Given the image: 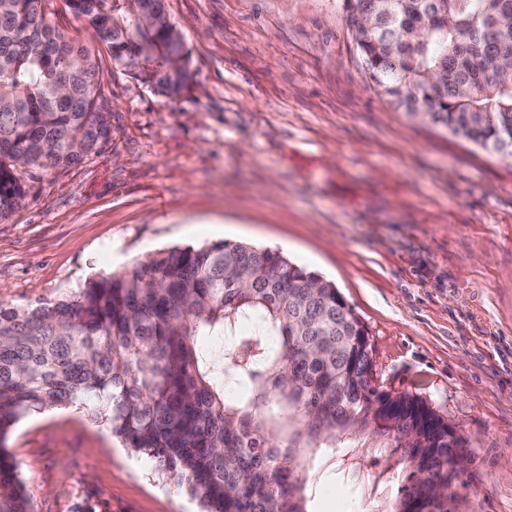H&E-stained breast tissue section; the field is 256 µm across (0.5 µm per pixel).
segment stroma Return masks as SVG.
Returning a JSON list of instances; mask_svg holds the SVG:
<instances>
[{
  "label": "stroma",
  "instance_id": "35a3bbf8",
  "mask_svg": "<svg viewBox=\"0 0 512 512\" xmlns=\"http://www.w3.org/2000/svg\"><path fill=\"white\" fill-rule=\"evenodd\" d=\"M45 13L102 71L108 135L78 164L25 169L0 220V302L78 293L176 246L282 251L364 323L377 384L463 440L456 512H512V159L410 121L364 72L344 0H166L193 78L177 97L113 64L66 0ZM35 512H199L76 407L15 424ZM309 512H382L386 448L321 454Z\"/></svg>",
  "mask_w": 512,
  "mask_h": 512
}]
</instances>
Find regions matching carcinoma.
Segmentation results:
<instances>
[{
    "label": "carcinoma",
    "mask_w": 512,
    "mask_h": 512,
    "mask_svg": "<svg viewBox=\"0 0 512 512\" xmlns=\"http://www.w3.org/2000/svg\"><path fill=\"white\" fill-rule=\"evenodd\" d=\"M34 0H0V219L21 168L71 165L108 134L92 53ZM120 67L167 96L192 77L165 0H68ZM354 41L368 78L407 114L512 158V0H396ZM423 35H413L415 24ZM367 334L335 283L279 250L232 241L172 248L34 307L0 303V512H33L8 435L74 406L186 490L201 512H308V448H389L406 472L384 512L436 499L462 441L415 395L389 406L360 361ZM455 480L437 512H453Z\"/></svg>",
    "instance_id": "obj_1"
}]
</instances>
